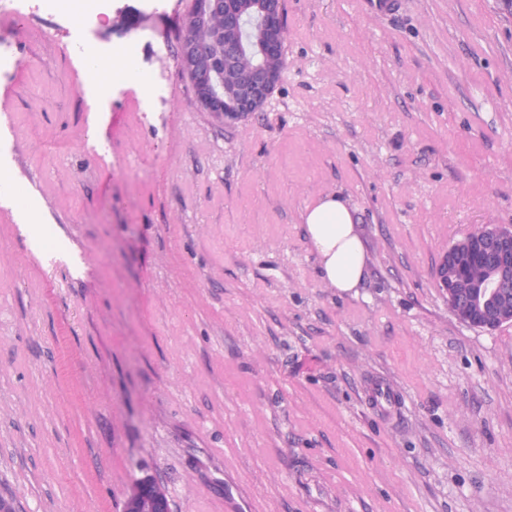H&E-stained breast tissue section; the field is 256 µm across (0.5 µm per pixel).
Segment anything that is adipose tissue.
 I'll list each match as a JSON object with an SVG mask.
<instances>
[{
    "instance_id": "adipose-tissue-1",
    "label": "adipose tissue",
    "mask_w": 512,
    "mask_h": 512,
    "mask_svg": "<svg viewBox=\"0 0 512 512\" xmlns=\"http://www.w3.org/2000/svg\"><path fill=\"white\" fill-rule=\"evenodd\" d=\"M86 69L92 79L109 85L144 81L135 58L121 48L104 63L87 58ZM301 219L319 277L340 293L356 288L365 276L366 253L350 200L342 193L329 192L306 207Z\"/></svg>"
}]
</instances>
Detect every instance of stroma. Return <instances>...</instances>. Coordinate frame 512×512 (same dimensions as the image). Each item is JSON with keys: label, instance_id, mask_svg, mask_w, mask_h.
<instances>
[{"label": "stroma", "instance_id": "obj_1", "mask_svg": "<svg viewBox=\"0 0 512 512\" xmlns=\"http://www.w3.org/2000/svg\"><path fill=\"white\" fill-rule=\"evenodd\" d=\"M189 0H116L90 39L162 70L97 101L64 14L4 26L0 496L15 512H512V324L449 311L448 246L512 226V7L286 0L267 111H201ZM340 190L366 275L336 293L300 214ZM56 224L51 259L25 227ZM123 512H172L166 491L151 477L137 479L127 496Z\"/></svg>", "mask_w": 512, "mask_h": 512}]
</instances>
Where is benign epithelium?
<instances>
[{"label": "benign epithelium", "mask_w": 512, "mask_h": 512, "mask_svg": "<svg viewBox=\"0 0 512 512\" xmlns=\"http://www.w3.org/2000/svg\"><path fill=\"white\" fill-rule=\"evenodd\" d=\"M224 26L211 29L214 17ZM260 19L257 46L260 62L244 67L241 21ZM188 27L176 47L179 68L192 84L201 111L215 119L234 122L266 111L283 78L287 31L284 0H191ZM210 30L204 40L198 30ZM234 94L224 99V81ZM468 257L487 262L488 273L476 285L463 287L462 261ZM448 309L464 326L493 331L512 324V226L484 224L453 243L441 256L436 269ZM123 512H172L166 491L151 477L137 479L127 496Z\"/></svg>", "instance_id": "obj_1"}]
</instances>
